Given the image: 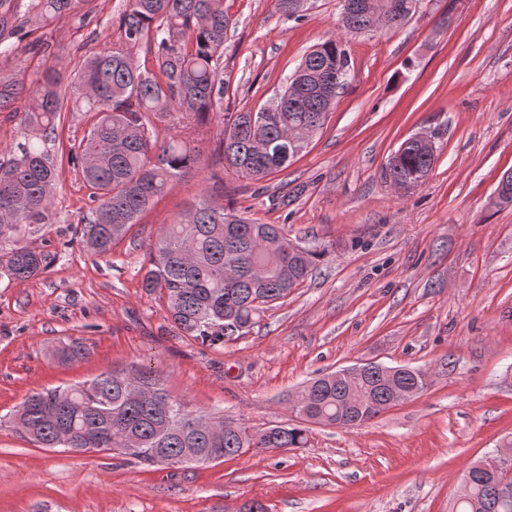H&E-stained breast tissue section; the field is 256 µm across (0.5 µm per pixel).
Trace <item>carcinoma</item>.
<instances>
[{
	"instance_id": "obj_1",
	"label": "carcinoma",
	"mask_w": 512,
	"mask_h": 512,
	"mask_svg": "<svg viewBox=\"0 0 512 512\" xmlns=\"http://www.w3.org/2000/svg\"><path fill=\"white\" fill-rule=\"evenodd\" d=\"M83 0H31L17 24L0 13V40L25 27L60 22ZM304 0H274L275 9L295 17ZM358 7L341 15V36L304 55L275 99L260 108L267 119L252 126L251 110L224 111L229 92L221 69L228 21L221 0H127L120 19L122 45L88 56L72 94L95 113L96 121L69 149L95 203L83 218L85 247L96 255L112 251L169 184L200 161L197 147L178 134L158 140L156 128L175 117L181 122L216 115L222 130L213 155L238 175L263 180L288 168L326 124L338 89L336 72L350 69L343 37L373 35L375 15L389 17L386 28L408 23L421 0H351ZM146 43L154 73L138 66L130 47ZM61 77L52 63L36 88L0 75V112L29 92L25 124L30 138L0 165V238L15 237L30 224H46L52 212L57 170L46 148L61 111ZM435 163V152L408 138L390 156L385 176L405 188L420 186ZM292 241L277 224H255L207 202L164 224L150 247L142 287L167 298L171 319L183 336L222 344L249 333L265 305L288 297L323 257L310 247L288 251ZM46 257L25 246L0 260V273L15 280L37 276ZM88 354L74 341L58 352L63 361ZM310 416L340 427L362 425L383 413L395 386L425 388L408 367L395 379L380 366L336 377L312 379ZM167 394L156 366L112 369L91 381L29 395L14 411L20 434L42 448H137L136 459L153 465L162 448L178 458L186 448H222L235 457L246 448L269 451L303 448L307 430L297 424L274 427L267 440L246 426L218 419L209 426ZM472 482L456 512H489L490 473L476 465L464 472Z\"/></svg>"
}]
</instances>
